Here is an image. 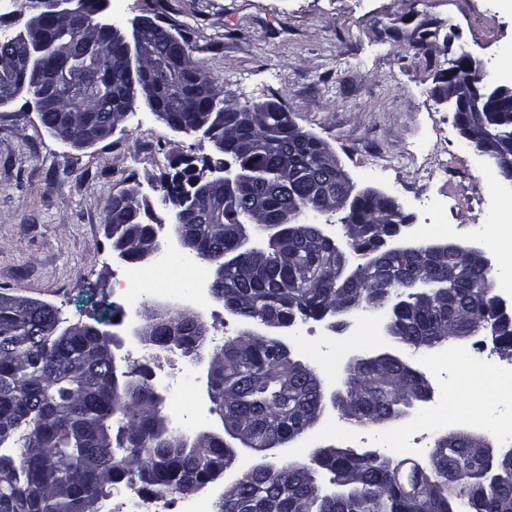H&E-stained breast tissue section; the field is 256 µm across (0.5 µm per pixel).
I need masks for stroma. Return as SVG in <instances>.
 Wrapping results in <instances>:
<instances>
[{
	"label": "stroma",
	"mask_w": 512,
	"mask_h": 512,
	"mask_svg": "<svg viewBox=\"0 0 512 512\" xmlns=\"http://www.w3.org/2000/svg\"><path fill=\"white\" fill-rule=\"evenodd\" d=\"M114 25L137 16L180 31L192 56L241 104L275 102L303 131L335 151L357 189L393 197L423 224H447L451 241L477 243L493 252L477 227L483 200L512 204L497 171L461 137L454 114L437 99L443 74L461 54L484 60L487 72L512 68V0H109ZM208 142L171 132L145 103H136L107 139L76 149L52 136L23 99L0 107V293L48 303L62 320H111L113 352L121 369L150 364L145 347L128 334L144 306L176 300L198 312L207 327L208 352L240 334L243 323L193 281L183 252L166 251L181 264L166 289L148 281L128 299L118 286L126 267L112 261L104 206L135 187L167 221L170 206L160 188L180 159L212 156ZM443 166L422 182L423 167ZM336 347V365L322 369L327 388L342 387L348 360L388 350L379 313H359L339 333L308 321L292 355L312 362V346ZM491 340L477 335L421 351L415 366L429 371L438 359L448 374V415L431 420L425 403L384 426L357 427L327 410L318 425L295 441L301 456L325 446L360 451L390 447L400 434L397 458L426 461L444 431L478 432L477 417L512 379L459 370L455 351L474 352ZM207 362L178 358L154 377L162 412L187 435L219 431L207 393Z\"/></svg>",
	"instance_id": "stroma-1"
}]
</instances>
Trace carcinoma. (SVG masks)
Listing matches in <instances>:
<instances>
[{"mask_svg":"<svg viewBox=\"0 0 512 512\" xmlns=\"http://www.w3.org/2000/svg\"><path fill=\"white\" fill-rule=\"evenodd\" d=\"M47 46L72 41L77 28L39 13ZM171 31L158 25L155 60L173 52ZM122 47L98 35L88 54L74 56L80 68L99 70L112 63L111 77H119ZM222 88L212 85L210 97L195 99L197 109L229 106ZM102 105L101 121L117 118L112 111V83L102 82L92 92ZM269 103L255 113L248 127L219 129L215 137L224 152L233 153L242 167L257 172L247 194L263 197L258 229L266 243L256 251L261 263H244L225 275L226 284L213 292L224 294V306L254 319L273 314L297 327L309 320L339 318L346 313L392 312L391 336L398 353L357 354L346 364L347 387L330 399L318 369L288 354L277 356L273 344L239 335L224 341V364L211 375L209 396L219 414L232 415L251 431L242 442L260 451L273 442L285 452L312 430L327 405L356 426L385 425L405 417L420 403L423 373L411 357L450 340H465L482 330L490 332L494 347L512 355V331L495 326L499 269L476 265L470 281L442 280L431 270L448 264L433 256L421 264L415 253L375 251L367 233L351 238L354 252L373 251L391 273L390 287L380 288L349 264L341 276L323 266L329 240L321 225L305 223L296 238L282 236L273 224L285 208L305 206L304 213L324 215L315 203H305L313 179L330 174L312 166L314 151L290 138ZM487 136L494 143L512 141V114L500 112L488 120ZM132 212L104 206L105 223L112 230L132 227L140 240L148 239L150 225H129ZM248 218L224 212L201 220L205 231L190 232L186 252L209 271L213 262L230 252H242L229 225ZM309 266L305 286L295 282V265ZM462 313H476L484 324L462 321L448 325V304ZM59 311L33 307L8 310L0 306V512H102L112 490L136 477L140 491L164 498L188 494L213 481V466L230 461L234 449L220 441L188 444L185 434L169 427L162 414L164 397L152 381L153 372L135 376L117 372L110 353V337L92 330L61 326ZM152 323L144 346L153 360L178 355L197 361L206 343V327L189 323L179 336H167L165 324L183 318L179 313L144 307ZM487 456L474 464L471 448L446 432L438 436L422 464L399 459L391 449L360 453L353 448L328 446L311 450V463L267 459L241 477L222 495L216 512H512V448L496 453L489 434L479 436ZM126 461L117 470L114 460ZM333 486L321 492L320 474Z\"/></svg>","mask_w":512,"mask_h":512,"instance_id":"obj_1","label":"carcinoma"}]
</instances>
